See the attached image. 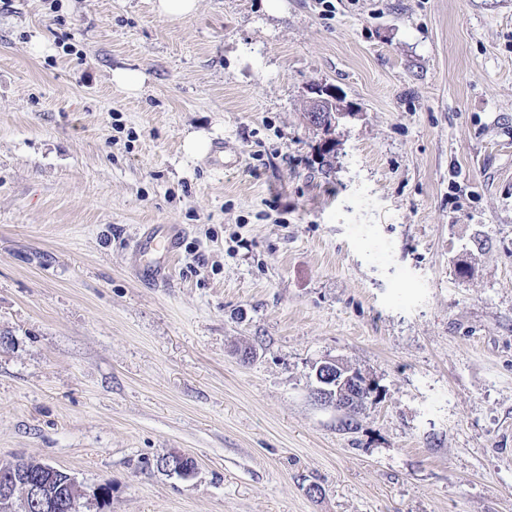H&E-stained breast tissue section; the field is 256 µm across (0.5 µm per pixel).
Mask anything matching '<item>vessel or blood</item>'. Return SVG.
Here are the masks:
<instances>
[{"label":"vessel or blood","mask_w":512,"mask_h":512,"mask_svg":"<svg viewBox=\"0 0 512 512\" xmlns=\"http://www.w3.org/2000/svg\"><path fill=\"white\" fill-rule=\"evenodd\" d=\"M182 236L178 225L152 224L130 240L129 259L141 281L157 285L169 280Z\"/></svg>","instance_id":"b4317fda"}]
</instances>
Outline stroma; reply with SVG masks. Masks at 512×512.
<instances>
[{
    "mask_svg": "<svg viewBox=\"0 0 512 512\" xmlns=\"http://www.w3.org/2000/svg\"><path fill=\"white\" fill-rule=\"evenodd\" d=\"M331 2L0 0V465L80 512H512V0ZM328 358L376 401H315ZM197 6L198 0H153L154 12L170 22H179L192 16ZM112 81L131 95L142 91L144 76L135 70L116 69L112 72ZM316 96L311 98L309 107L307 109V116L309 123L317 124L322 121H327L323 112H332L329 116L332 127L339 124L340 120L349 116L350 111L343 104L342 99L336 94H333L330 90L317 89L315 91ZM182 236L177 224H150L130 240L129 259L141 281L157 285L169 280Z\"/></svg>",
    "mask_w": 512,
    "mask_h": 512,
    "instance_id": "stroma-1",
    "label": "stroma"
}]
</instances>
